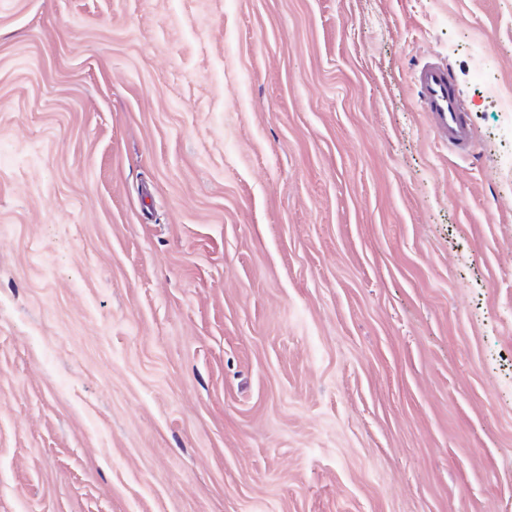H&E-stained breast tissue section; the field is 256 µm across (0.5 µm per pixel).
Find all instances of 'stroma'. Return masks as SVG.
Segmentation results:
<instances>
[{
	"instance_id": "1",
	"label": "stroma",
	"mask_w": 512,
	"mask_h": 512,
	"mask_svg": "<svg viewBox=\"0 0 512 512\" xmlns=\"http://www.w3.org/2000/svg\"><path fill=\"white\" fill-rule=\"evenodd\" d=\"M504 96L512 0H0V512H512ZM416 86L435 137L446 146L467 147L470 126L446 69L435 62L425 63L416 72Z\"/></svg>"
}]
</instances>
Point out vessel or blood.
I'll return each mask as SVG.
<instances>
[{
  "label": "vessel or blood",
  "instance_id": "obj_1",
  "mask_svg": "<svg viewBox=\"0 0 512 512\" xmlns=\"http://www.w3.org/2000/svg\"><path fill=\"white\" fill-rule=\"evenodd\" d=\"M416 86L435 137L450 147H467L470 126L446 69L434 62L425 63L416 73Z\"/></svg>",
  "mask_w": 512,
  "mask_h": 512
}]
</instances>
